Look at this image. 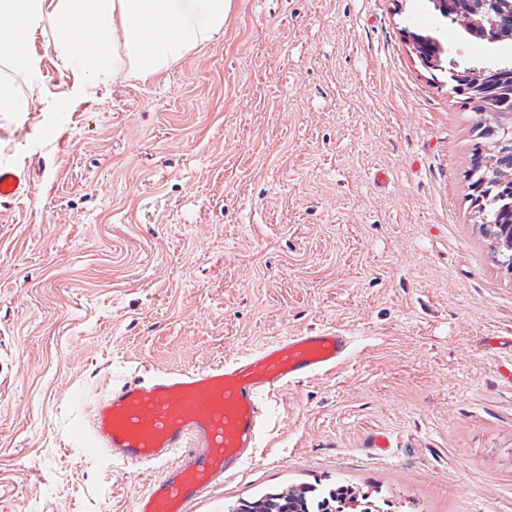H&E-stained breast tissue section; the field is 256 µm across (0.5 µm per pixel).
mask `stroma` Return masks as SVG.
<instances>
[{
	"label": "stroma",
	"mask_w": 512,
	"mask_h": 512,
	"mask_svg": "<svg viewBox=\"0 0 512 512\" xmlns=\"http://www.w3.org/2000/svg\"><path fill=\"white\" fill-rule=\"evenodd\" d=\"M33 47L36 109L0 120L30 179L0 200V512H131L158 469L76 440L103 393L331 327L354 357L277 394L255 462L194 512L315 484L512 512V268L471 212L447 74L472 38L431 0H232L219 41L82 90Z\"/></svg>",
	"instance_id": "35a3bbf8"
}]
</instances>
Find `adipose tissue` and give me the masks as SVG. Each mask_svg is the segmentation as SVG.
<instances>
[{
  "instance_id": "1",
  "label": "adipose tissue",
  "mask_w": 512,
  "mask_h": 512,
  "mask_svg": "<svg viewBox=\"0 0 512 512\" xmlns=\"http://www.w3.org/2000/svg\"><path fill=\"white\" fill-rule=\"evenodd\" d=\"M230 9L231 0H0V114L34 109L16 77L38 68L37 31H48L78 84L145 82L218 41Z\"/></svg>"
}]
</instances>
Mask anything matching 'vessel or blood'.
I'll use <instances>...</instances> for the list:
<instances>
[{
	"instance_id": "b4317fda",
	"label": "vessel or blood",
	"mask_w": 512,
	"mask_h": 512,
	"mask_svg": "<svg viewBox=\"0 0 512 512\" xmlns=\"http://www.w3.org/2000/svg\"><path fill=\"white\" fill-rule=\"evenodd\" d=\"M29 177L0 165V199L27 192ZM352 355L345 330L277 339L204 368L143 374L112 387L76 431L88 454L132 468L164 464L134 512H192L208 488L252 460L265 403L289 385L324 375Z\"/></svg>"
}]
</instances>
